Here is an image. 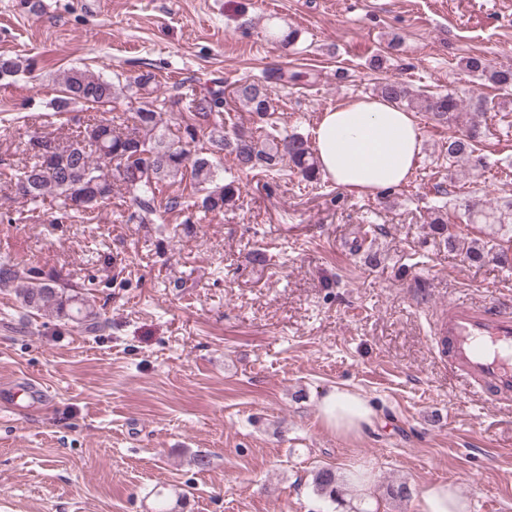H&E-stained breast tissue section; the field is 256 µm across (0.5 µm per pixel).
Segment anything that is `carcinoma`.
<instances>
[{"label": "carcinoma", "mask_w": 512, "mask_h": 512, "mask_svg": "<svg viewBox=\"0 0 512 512\" xmlns=\"http://www.w3.org/2000/svg\"><path fill=\"white\" fill-rule=\"evenodd\" d=\"M464 69L472 76L494 86L512 88V67H495L481 55L463 59ZM21 60L0 55V80L13 77L20 71ZM299 73L286 74L279 68H270L254 79L235 83L232 95L247 111L263 121L270 119L273 102L270 84L298 81ZM157 76L151 70H142L125 78L119 85L112 79L88 70L72 68L60 83L59 94L50 101L53 115L70 111L72 104L82 102L91 108L112 102L117 91L143 98L141 106L123 119L125 133L112 128L114 119L95 117L78 125L76 138L66 145L49 135H41L32 143L33 161L14 174L16 194L33 207L48 198H54L62 209V219L70 224H82L86 215L112 195V184L123 186L133 206L128 220L138 224H153L161 211L187 210L203 214L220 212L235 202L241 191L240 178L224 181V172L218 168L216 155L228 156L236 172L249 174L261 169L271 175L282 171L283 163L307 184L321 183L315 149L301 134L284 135L270 124L260 130L246 133L236 127H227L221 120L224 112V91H210L206 95L192 93L186 96L187 117L183 120L182 136L168 141L157 133L162 124L165 101L150 98L157 88ZM379 96L398 105L420 108L430 119L452 124L465 100L473 99V91L436 92L429 95L413 94L398 79H388L378 88ZM207 131V144L200 143V132ZM482 137L478 120L468 128L453 131L445 142L448 161H467L484 167L485 157L478 153ZM183 183L189 192L165 198L158 197L159 186ZM472 224H486L490 228L488 240L482 246L465 248L471 261L489 258L502 265H512L509 251L500 247L498 240L512 238V202L492 207L478 202L466 205ZM0 288L13 290L21 306L31 315L51 313L82 333H96L108 326V319L97 307L92 296L82 288L45 274L24 261L0 258ZM317 494L336 500L340 494L336 471L320 468L314 476Z\"/></svg>", "instance_id": "cac0c4a2"}]
</instances>
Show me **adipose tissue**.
Segmentation results:
<instances>
[{
	"label": "adipose tissue",
	"instance_id": "adipose-tissue-1",
	"mask_svg": "<svg viewBox=\"0 0 512 512\" xmlns=\"http://www.w3.org/2000/svg\"><path fill=\"white\" fill-rule=\"evenodd\" d=\"M323 177L348 190L376 194L402 185L422 149L415 117L382 97H365L323 113L315 129ZM321 422L340 436L373 425L377 414L359 394L338 387L320 401Z\"/></svg>",
	"mask_w": 512,
	"mask_h": 512
}]
</instances>
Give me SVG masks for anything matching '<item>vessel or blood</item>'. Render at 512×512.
<instances>
[{
	"instance_id": "obj_1",
	"label": "vessel or blood",
	"mask_w": 512,
	"mask_h": 512,
	"mask_svg": "<svg viewBox=\"0 0 512 512\" xmlns=\"http://www.w3.org/2000/svg\"><path fill=\"white\" fill-rule=\"evenodd\" d=\"M435 333L450 371L490 405L512 397V316L492 302L450 300Z\"/></svg>"
}]
</instances>
